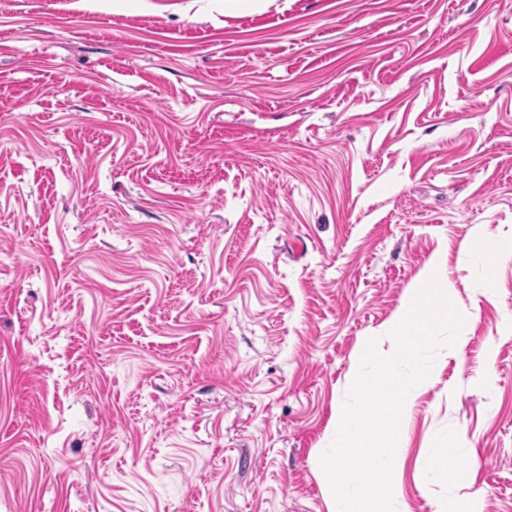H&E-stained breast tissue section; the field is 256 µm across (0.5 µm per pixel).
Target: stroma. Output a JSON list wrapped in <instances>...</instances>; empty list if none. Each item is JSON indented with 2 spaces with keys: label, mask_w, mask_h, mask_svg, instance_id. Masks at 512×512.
<instances>
[{
  "label": "stroma",
  "mask_w": 512,
  "mask_h": 512,
  "mask_svg": "<svg viewBox=\"0 0 512 512\" xmlns=\"http://www.w3.org/2000/svg\"><path fill=\"white\" fill-rule=\"evenodd\" d=\"M476 225L512 238V0H0V512H328L351 362L436 255L479 318L400 508L512 512ZM460 435L448 436V448L432 451L426 458L423 476L426 480L447 479L455 483L464 472V463L458 454ZM449 457V461H448Z\"/></svg>",
  "instance_id": "35a3bbf8"
}]
</instances>
